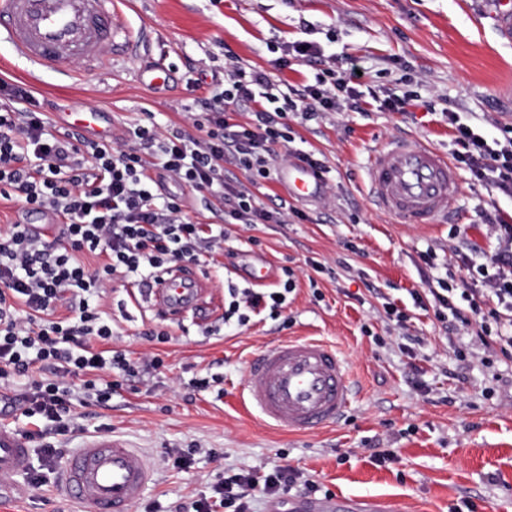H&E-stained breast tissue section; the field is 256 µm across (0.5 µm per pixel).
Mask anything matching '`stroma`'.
I'll use <instances>...</instances> for the list:
<instances>
[{"label": "stroma", "instance_id": "stroma-1", "mask_svg": "<svg viewBox=\"0 0 512 512\" xmlns=\"http://www.w3.org/2000/svg\"><path fill=\"white\" fill-rule=\"evenodd\" d=\"M119 23L140 35L138 50L115 54L112 68L62 85L44 71L30 81L29 64L0 42V79L31 83L39 99L54 102L52 125L65 107L112 115V138L152 123L191 130L185 112L201 111L194 79L232 63L265 70L281 88H302L315 72L291 62L281 66L280 46L317 42L337 67L356 62L363 90L384 94L416 91L432 110H341L296 125L289 149L324 161V193L312 201L286 196L274 183L254 186L267 208L286 203L284 224H235L225 248L237 251L234 266L217 256L199 265L203 276L201 315L169 322L172 338L148 342L144 334L162 323L156 307L142 299L141 282H112L102 307L115 319L112 346L136 354L162 355L161 373L126 382L110 407L78 408V429L59 447L76 452L84 436L109 429L142 449L153 480L142 496L163 512L210 494L218 470L244 473L260 465L286 463L306 478L346 497L386 498L401 512H449L461 501L477 512H512V360L484 367L472 357V339L450 335L432 314L415 306L412 292L427 277H441L457 262L451 224L471 225L483 263L493 239L481 212L498 207L512 213V197L472 180L460 170L461 188L442 224H402L371 201L367 177L375 147L400 136L425 139L445 156L456 150L446 111L480 127L488 140L512 128V41L502 37L494 15L497 0H125ZM161 61L175 71L169 88L155 90L138 80L142 65ZM433 252L434 267L420 256ZM262 259L269 284L291 267L296 286L288 297L287 326L264 319L207 335L222 324L227 284L251 282L246 264ZM321 263L315 272L312 262ZM406 308L419 342L404 349L385 302ZM308 337L336 347L359 387L347 417L335 426L288 433L259 421L243 402L248 362L280 340ZM222 379L221 391L197 392L190 379ZM394 451L396 463L381 467L370 447ZM195 449L194 464L174 468L173 454ZM31 463L48 481L0 497V512H81L59 496L61 461L47 462L32 449Z\"/></svg>", "mask_w": 512, "mask_h": 512}]
</instances>
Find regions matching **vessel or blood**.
Listing matches in <instances>:
<instances>
[{
	"label": "vessel or blood",
	"instance_id": "1",
	"mask_svg": "<svg viewBox=\"0 0 512 512\" xmlns=\"http://www.w3.org/2000/svg\"><path fill=\"white\" fill-rule=\"evenodd\" d=\"M116 0H0V41L40 71L72 78V63L85 70L108 69L112 54L134 49L119 40ZM68 130L96 139L112 135L108 112H72ZM377 205L403 224H438L460 190L457 169L424 141L400 137L375 150L368 166ZM276 181L301 200L319 196L323 179L302 163L284 164ZM195 272L176 269L153 284L161 315L177 319L202 308ZM245 403L268 423L290 432L335 424L350 411L353 384L335 347L318 339L288 338L253 358L246 370ZM31 437L0 422V491L10 490L30 464ZM152 477L143 453L108 431L84 440L64 463L60 490L83 512H129ZM302 512H396L359 499L333 495L308 499Z\"/></svg>",
	"mask_w": 512,
	"mask_h": 512
}]
</instances>
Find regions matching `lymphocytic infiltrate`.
Wrapping results in <instances>:
<instances>
[{
	"instance_id": "f902f5d3",
	"label": "lymphocytic infiltrate",
	"mask_w": 512,
	"mask_h": 512,
	"mask_svg": "<svg viewBox=\"0 0 512 512\" xmlns=\"http://www.w3.org/2000/svg\"><path fill=\"white\" fill-rule=\"evenodd\" d=\"M282 51L283 64L315 67L314 83L292 95L264 71L232 65L196 79L208 99L203 112L187 115L193 133L137 125L121 144L54 132L31 87L0 81V197L56 221L50 241L19 222L0 233V380L27 381L0 409L48 422V429L34 433L45 457L59 454L54 437L73 432L77 394L106 407L125 382L165 366L154 352L135 357L113 349L112 318L99 303L110 283L156 280L198 264L201 254H223L227 225L287 223V209L258 206L250 188L274 181L279 150L293 140V119L306 123L343 107L362 111L355 70L323 66L313 41L287 42ZM240 106L251 112L244 124L236 120ZM447 118L456 163L511 197L512 137L491 142L456 112ZM229 165L244 172L246 182L226 176ZM158 179L204 194L206 204L223 205V223L194 222L181 196L154 192ZM482 219L498 240L489 262L447 271L413 299L432 310L445 331L474 332L481 363L489 368L497 358H512V215L493 209ZM293 290L288 267L265 291L228 286L225 326L243 327L262 314L280 319ZM61 304L68 310L63 317L55 314ZM299 482L307 494L320 490L287 464L222 475L212 498L182 504L177 512H253V492L280 499Z\"/></svg>"
}]
</instances>
